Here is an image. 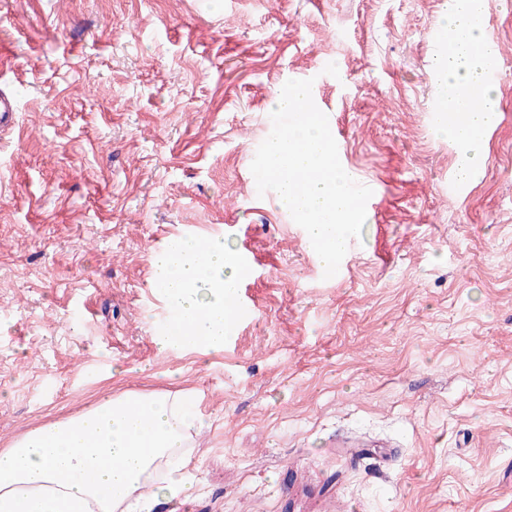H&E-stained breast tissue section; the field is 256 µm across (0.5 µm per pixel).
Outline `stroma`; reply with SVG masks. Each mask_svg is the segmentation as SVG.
I'll use <instances>...</instances> for the list:
<instances>
[{
    "instance_id": "35a3bbf8",
    "label": "stroma",
    "mask_w": 512,
    "mask_h": 512,
    "mask_svg": "<svg viewBox=\"0 0 512 512\" xmlns=\"http://www.w3.org/2000/svg\"><path fill=\"white\" fill-rule=\"evenodd\" d=\"M448 0H0V449L115 390L208 426L176 512H512V0L481 179L448 180L431 64ZM313 79L379 193L343 274L250 165ZM246 254L223 351H159L149 254Z\"/></svg>"
}]
</instances>
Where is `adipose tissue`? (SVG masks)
Masks as SVG:
<instances>
[{
  "label": "adipose tissue",
  "instance_id": "1",
  "mask_svg": "<svg viewBox=\"0 0 512 512\" xmlns=\"http://www.w3.org/2000/svg\"><path fill=\"white\" fill-rule=\"evenodd\" d=\"M477 15V8L465 6L443 16L455 48L436 64L441 100L464 101L493 65L480 50L485 36ZM483 87L465 126L447 134L470 182L480 175L484 134L498 121L495 92ZM150 262L165 271L160 287L173 312L165 333L154 339L158 349L223 350L240 258L220 239L203 253L181 239L152 253ZM195 405L188 392L122 390L25 433L0 449V512H155L159 503L188 499L196 486L188 470L189 433L204 426Z\"/></svg>",
  "mask_w": 512,
  "mask_h": 512
}]
</instances>
